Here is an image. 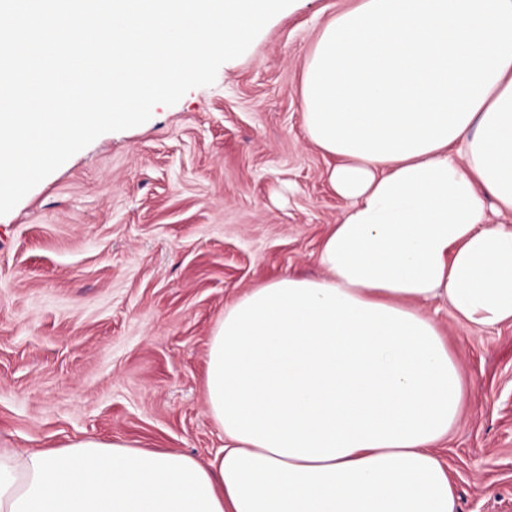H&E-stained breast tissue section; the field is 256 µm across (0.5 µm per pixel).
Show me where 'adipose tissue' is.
Segmentation results:
<instances>
[{
    "mask_svg": "<svg viewBox=\"0 0 512 512\" xmlns=\"http://www.w3.org/2000/svg\"><path fill=\"white\" fill-rule=\"evenodd\" d=\"M308 140L349 205L318 279L225 306L208 464L84 438L0 448V512H456L436 445L465 401L425 314L512 323V0H350L301 78Z\"/></svg>",
    "mask_w": 512,
    "mask_h": 512,
    "instance_id": "1",
    "label": "adipose tissue"
}]
</instances>
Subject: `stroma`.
Returning <instances> with one entry per match:
<instances>
[{
  "mask_svg": "<svg viewBox=\"0 0 512 512\" xmlns=\"http://www.w3.org/2000/svg\"><path fill=\"white\" fill-rule=\"evenodd\" d=\"M341 5L275 23L214 84L102 134L0 216V448L93 437L203 464L223 448L205 391L214 327L251 288L321 276L319 243L347 206L298 91ZM426 312L466 385L436 448L458 512H512V325Z\"/></svg>",
  "mask_w": 512,
  "mask_h": 512,
  "instance_id": "obj_1",
  "label": "stroma"
}]
</instances>
